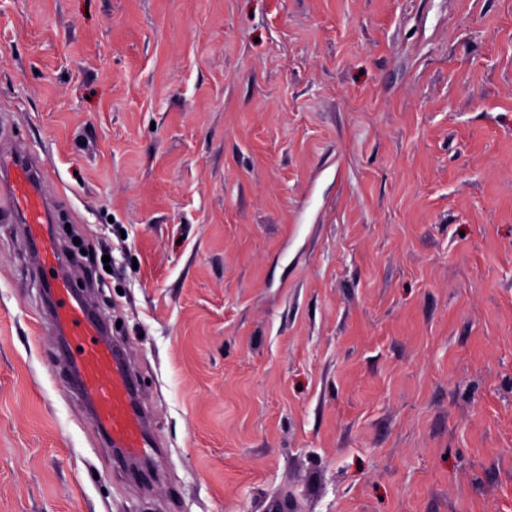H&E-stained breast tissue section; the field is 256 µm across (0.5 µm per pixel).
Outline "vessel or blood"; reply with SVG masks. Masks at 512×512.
<instances>
[{
	"instance_id": "obj_1",
	"label": "vessel or blood",
	"mask_w": 512,
	"mask_h": 512,
	"mask_svg": "<svg viewBox=\"0 0 512 512\" xmlns=\"http://www.w3.org/2000/svg\"><path fill=\"white\" fill-rule=\"evenodd\" d=\"M45 172L22 151L0 154V201L24 226L34 244L35 267L50 290L49 315L65 338V358L91 414L113 447L139 454L147 447L146 418L136 407V387L121 350L107 343L99 321L57 275V250L49 234L50 204L43 193Z\"/></svg>"
}]
</instances>
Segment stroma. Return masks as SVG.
<instances>
[{"mask_svg":"<svg viewBox=\"0 0 512 512\" xmlns=\"http://www.w3.org/2000/svg\"><path fill=\"white\" fill-rule=\"evenodd\" d=\"M20 145L165 451L0 212V512H512V0H0Z\"/></svg>","mask_w":512,"mask_h":512,"instance_id":"obj_1","label":"stroma"}]
</instances>
